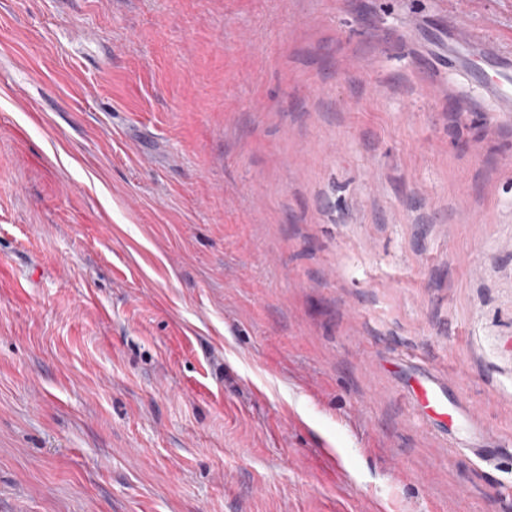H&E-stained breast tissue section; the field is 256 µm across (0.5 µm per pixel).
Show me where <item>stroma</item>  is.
Masks as SVG:
<instances>
[{
	"instance_id": "35a3bbf8",
	"label": "stroma",
	"mask_w": 512,
	"mask_h": 512,
	"mask_svg": "<svg viewBox=\"0 0 512 512\" xmlns=\"http://www.w3.org/2000/svg\"><path fill=\"white\" fill-rule=\"evenodd\" d=\"M462 22L512 48V0H0V512H512ZM414 394L416 403L429 419L447 421L449 425L457 422L466 425L471 437L463 449L477 458L486 459L485 453L490 448V441L486 433L480 429L469 408L460 404L448 405V401L441 395L439 385L430 379L419 381Z\"/></svg>"
}]
</instances>
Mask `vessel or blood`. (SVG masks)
Instances as JSON below:
<instances>
[{
  "instance_id": "b4317fda",
  "label": "vessel or blood",
  "mask_w": 512,
  "mask_h": 512,
  "mask_svg": "<svg viewBox=\"0 0 512 512\" xmlns=\"http://www.w3.org/2000/svg\"><path fill=\"white\" fill-rule=\"evenodd\" d=\"M448 51L468 62H490L493 74L486 81L487 90L495 100L498 111L512 112L511 50L505 49L489 34L470 29L453 33L448 43ZM414 394L416 403L429 419L466 425L471 433L465 446L466 452L477 458H484L490 442L469 408L447 403L441 395L439 385L429 379L419 381Z\"/></svg>"
}]
</instances>
